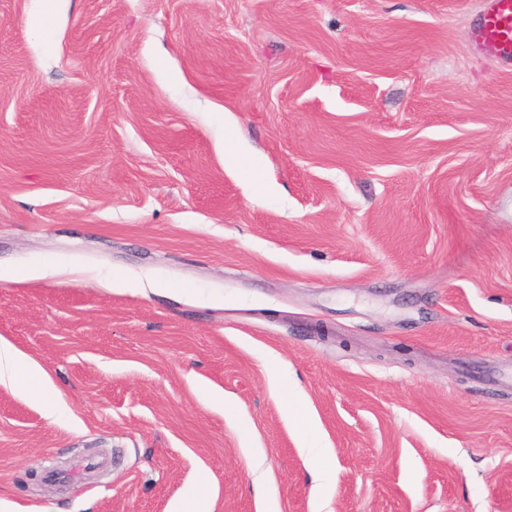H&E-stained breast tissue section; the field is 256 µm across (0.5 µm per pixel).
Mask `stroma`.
Returning <instances> with one entry per match:
<instances>
[{"instance_id": "stroma-1", "label": "stroma", "mask_w": 512, "mask_h": 512, "mask_svg": "<svg viewBox=\"0 0 512 512\" xmlns=\"http://www.w3.org/2000/svg\"><path fill=\"white\" fill-rule=\"evenodd\" d=\"M480 5L0 0V270H58L0 280V336L67 407L0 385V499L512 512V70Z\"/></svg>"}]
</instances>
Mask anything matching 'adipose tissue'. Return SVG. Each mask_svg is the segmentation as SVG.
I'll list each match as a JSON object with an SVG mask.
<instances>
[{"mask_svg":"<svg viewBox=\"0 0 512 512\" xmlns=\"http://www.w3.org/2000/svg\"><path fill=\"white\" fill-rule=\"evenodd\" d=\"M2 384L24 388L33 399L45 404L49 416H57L62 411L60 404L48 398L51 383L42 366L7 340L0 338V385Z\"/></svg>","mask_w":512,"mask_h":512,"instance_id":"ef3b65f1","label":"adipose tissue"}]
</instances>
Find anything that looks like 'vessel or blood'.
I'll use <instances>...</instances> for the list:
<instances>
[{
  "mask_svg": "<svg viewBox=\"0 0 512 512\" xmlns=\"http://www.w3.org/2000/svg\"><path fill=\"white\" fill-rule=\"evenodd\" d=\"M472 41L480 51L512 66V0H484Z\"/></svg>",
  "mask_w": 512,
  "mask_h": 512,
  "instance_id": "b4317fda",
  "label": "vessel or blood"
}]
</instances>
